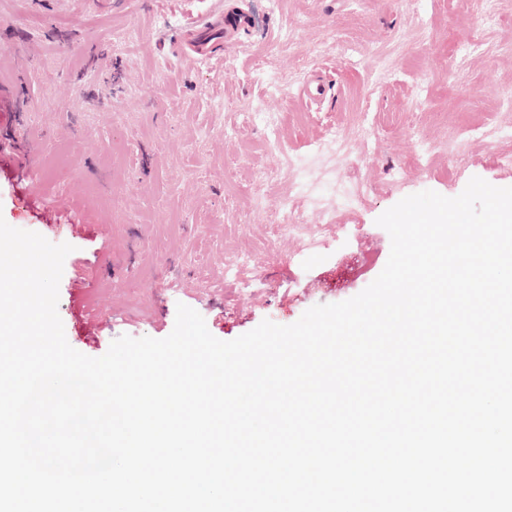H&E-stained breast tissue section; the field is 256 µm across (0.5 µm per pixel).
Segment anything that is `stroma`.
Masks as SVG:
<instances>
[{"instance_id":"obj_1","label":"stroma","mask_w":512,"mask_h":512,"mask_svg":"<svg viewBox=\"0 0 512 512\" xmlns=\"http://www.w3.org/2000/svg\"><path fill=\"white\" fill-rule=\"evenodd\" d=\"M255 27L201 62L171 52L176 26L209 14L210 0H0V139L17 154L38 146L28 174L44 202L82 213L70 236L18 205L0 166V217L69 243L58 314L68 343L91 349L83 316L107 340L168 336L177 304L229 341L263 320L288 325L310 307L354 297L383 270L390 236L377 218L406 196H458L472 177L512 187V0H245ZM300 46L282 42L284 30ZM390 75L378 79L379 53ZM331 90L306 105L311 73ZM258 104L262 120L246 119ZM483 127L457 136L459 123ZM277 126L282 148L270 147ZM347 145L319 154L328 130ZM434 155L417 165L419 141ZM333 217L295 212L300 229L273 230L294 184ZM263 200L251 207V191ZM91 283L72 297L73 270Z\"/></svg>"}]
</instances>
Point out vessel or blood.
I'll return each instance as SVG.
<instances>
[{
  "label": "vessel or blood",
  "instance_id": "vessel-or-blood-1",
  "mask_svg": "<svg viewBox=\"0 0 512 512\" xmlns=\"http://www.w3.org/2000/svg\"><path fill=\"white\" fill-rule=\"evenodd\" d=\"M215 11L200 22L179 26L172 47L175 54H190L199 60L223 53L225 42L237 39L251 27L248 12L240 0H214Z\"/></svg>",
  "mask_w": 512,
  "mask_h": 512
}]
</instances>
